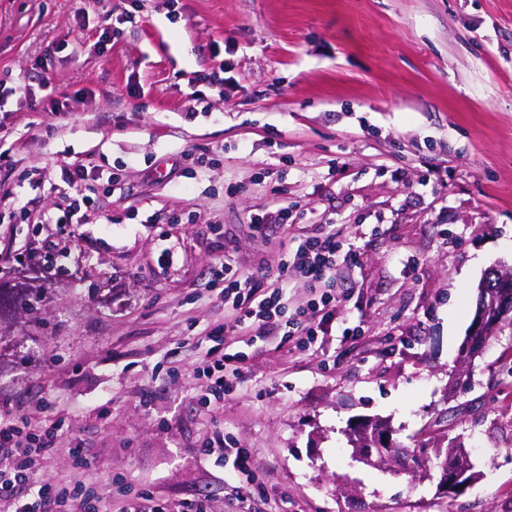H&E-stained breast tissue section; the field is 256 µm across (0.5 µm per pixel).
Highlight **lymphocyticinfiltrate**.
Masks as SVG:
<instances>
[{"mask_svg": "<svg viewBox=\"0 0 512 512\" xmlns=\"http://www.w3.org/2000/svg\"><path fill=\"white\" fill-rule=\"evenodd\" d=\"M343 248V242L332 233L303 241L292 263L279 264V284L274 288L257 286L247 276L226 277V264L223 259H216L214 271L225 277L224 301L231 305L236 317L223 332L214 333V342L242 332L264 336L280 325L285 336L297 337L299 344L304 345L331 330L337 301V257ZM292 270L315 282L318 288L317 297L310 303L312 316L305 322L281 320L286 299L283 283ZM63 426V421L59 420L46 429H38L36 419L23 406L0 398V453L15 458L12 466L0 467V512H112L109 496L95 491L98 477L80 448L59 450L58 439ZM62 452L79 468L80 479L54 486L38 484L32 468L34 459H49Z\"/></svg>", "mask_w": 512, "mask_h": 512, "instance_id": "f902f5d3", "label": "lymphocytic infiltrate"}]
</instances>
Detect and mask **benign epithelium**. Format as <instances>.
Wrapping results in <instances>:
<instances>
[{
  "label": "benign epithelium",
  "instance_id": "benign-epithelium-1",
  "mask_svg": "<svg viewBox=\"0 0 512 512\" xmlns=\"http://www.w3.org/2000/svg\"><path fill=\"white\" fill-rule=\"evenodd\" d=\"M494 277V287L478 289L475 316L462 350L467 359L484 350L486 337L496 334L503 324L512 321V271L507 273L497 269ZM348 435L356 456L365 462L388 457L405 463L403 451L393 447L392 430L382 422L369 418L359 420L352 424ZM432 460L436 463V488L440 495L460 496L477 481L478 474L472 472V462L461 447L445 451L438 446L433 449Z\"/></svg>",
  "mask_w": 512,
  "mask_h": 512
}]
</instances>
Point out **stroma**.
<instances>
[{
  "mask_svg": "<svg viewBox=\"0 0 512 512\" xmlns=\"http://www.w3.org/2000/svg\"><path fill=\"white\" fill-rule=\"evenodd\" d=\"M19 83L0 396L53 402L43 425L65 420L114 512L140 491L235 512L201 453L218 437L254 455L248 512H512V327L460 361L481 278L512 267V0H0V86ZM82 198L87 223L32 221ZM331 228L357 253L331 333L228 337L242 378L206 406L210 332L233 320L215 258L272 286ZM364 417L413 459L426 426L461 441L480 480L453 498L356 461Z\"/></svg>",
  "mask_w": 512,
  "mask_h": 512,
  "instance_id": "1",
  "label": "stroma"
}]
</instances>
